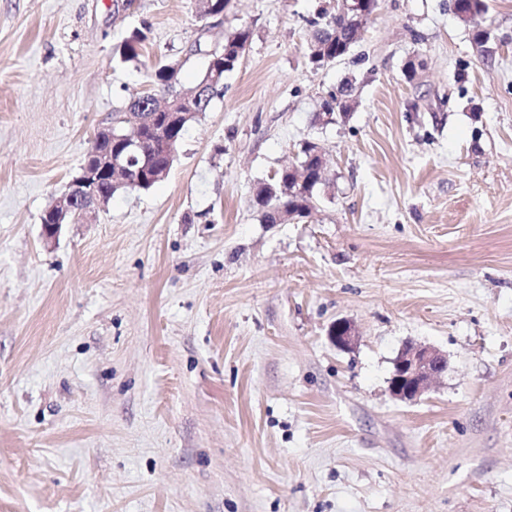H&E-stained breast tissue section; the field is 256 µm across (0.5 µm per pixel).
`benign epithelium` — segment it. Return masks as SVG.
Returning a JSON list of instances; mask_svg holds the SVG:
<instances>
[{
	"instance_id": "obj_1",
	"label": "benign epithelium",
	"mask_w": 512,
	"mask_h": 512,
	"mask_svg": "<svg viewBox=\"0 0 512 512\" xmlns=\"http://www.w3.org/2000/svg\"><path fill=\"white\" fill-rule=\"evenodd\" d=\"M379 0H336V14H349L360 23H365L377 11ZM118 141L124 145V153L116 156L98 150L97 141H92L86 155L88 162L81 166L78 175L68 184V190L57 202L53 212L54 222L44 225V234L54 239L61 227L87 220L104 207L103 196L97 191V176L100 171H108L116 182L123 181L119 174L128 170L133 151L138 146V136L119 135ZM331 340L340 349H349L357 341L352 324L338 320L331 330ZM394 369L389 379L391 395L406 403H415L427 394L436 378L447 369L446 356L434 347L427 345L405 346L393 362Z\"/></svg>"
}]
</instances>
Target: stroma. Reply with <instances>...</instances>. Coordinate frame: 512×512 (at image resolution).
<instances>
[{"instance_id":"obj_1","label":"stroma","mask_w":512,"mask_h":512,"mask_svg":"<svg viewBox=\"0 0 512 512\" xmlns=\"http://www.w3.org/2000/svg\"><path fill=\"white\" fill-rule=\"evenodd\" d=\"M332 4L0 0V512H512V0L482 47L450 0H380L316 70ZM239 28L168 176L45 241L147 67L191 86L189 49ZM347 77L354 109L319 124ZM307 141L329 158L310 216L263 223L255 188ZM408 344L448 358L415 403L388 390ZM150 30L147 26L134 28L113 48L112 59L116 64L138 63L141 51L148 41Z\"/></svg>"}]
</instances>
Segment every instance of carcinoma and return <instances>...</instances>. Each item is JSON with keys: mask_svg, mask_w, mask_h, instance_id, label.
I'll return each mask as SVG.
<instances>
[{"mask_svg": "<svg viewBox=\"0 0 512 512\" xmlns=\"http://www.w3.org/2000/svg\"><path fill=\"white\" fill-rule=\"evenodd\" d=\"M230 0H195L196 14L200 20H208L224 13ZM460 11L471 15L466 25L474 28L483 22L488 12L487 0H458ZM316 29L313 32L311 43L320 45L325 55L330 57L336 54V47L348 42H358L362 28L348 22L343 16L320 13L318 20L314 21ZM149 28L142 26L134 28L127 33L122 41L113 48L112 59L116 63H137L140 61L141 51L148 41ZM251 42V31L247 28L239 29L224 38V43L213 48V51L202 50L195 46L191 50L193 55L204 58L202 77L192 87L180 85L178 78L182 64L170 61L158 64L151 68L150 82L157 92L167 98L180 96L186 103L177 108L179 112H206L212 101L224 97V77L226 73L234 70L240 58ZM150 103L140 97L130 100L124 110L112 113V127L99 131L97 140L101 150L119 149L116 135L119 130L131 122L141 112H151ZM187 130V125L174 121L172 123L153 122L145 126L142 131V142L130 169L140 172V180L135 186L139 191H148L161 182V179L152 177L153 170L167 165V156L160 147V141L171 140L178 147ZM309 144L302 145L297 154L296 165L305 169L303 180L299 181L293 175L277 171L271 181L261 184L256 192L255 206L262 214L266 224H275L280 212H294L298 218H304L306 206L312 205L317 198L319 188L324 183L318 170L320 161L310 159Z\"/></svg>", "mask_w": 512, "mask_h": 512, "instance_id": "1", "label": "carcinoma"}]
</instances>
